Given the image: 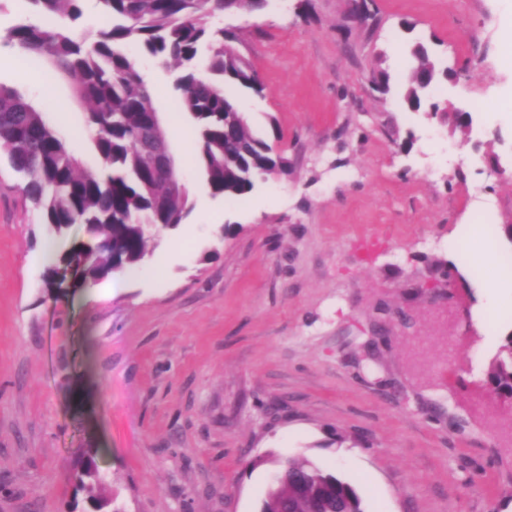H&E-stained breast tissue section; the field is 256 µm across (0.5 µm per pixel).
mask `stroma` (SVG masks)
<instances>
[{
  "instance_id": "35a3bbf8",
  "label": "stroma",
  "mask_w": 512,
  "mask_h": 512,
  "mask_svg": "<svg viewBox=\"0 0 512 512\" xmlns=\"http://www.w3.org/2000/svg\"><path fill=\"white\" fill-rule=\"evenodd\" d=\"M260 76L255 130L288 162L239 202L188 164L168 72L164 123L194 209L106 281L49 277L52 237L0 157V512H95L79 449L124 512H259L274 473L308 458L352 483L365 512H512V405L487 378L512 335V0H269L214 18ZM450 68L419 109L409 51ZM388 75L389 90L376 85ZM0 83L83 131L68 79L0 45ZM493 99L495 116L451 107ZM79 463L81 468V474L78 478L80 489L92 493L95 486L103 485L108 482L109 475L100 470L96 463L95 449L83 448Z\"/></svg>"
}]
</instances>
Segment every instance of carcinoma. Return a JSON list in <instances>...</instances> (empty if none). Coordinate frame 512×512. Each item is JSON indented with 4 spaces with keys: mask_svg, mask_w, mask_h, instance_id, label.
<instances>
[{
    "mask_svg": "<svg viewBox=\"0 0 512 512\" xmlns=\"http://www.w3.org/2000/svg\"><path fill=\"white\" fill-rule=\"evenodd\" d=\"M36 17L0 35L22 54L46 59L75 80V96L86 104L84 126L101 162L82 167L72 142L52 125L44 110L16 89L0 83V152L18 177L21 194L36 208L40 223L56 236L83 226L88 245L80 279L95 282L116 270L137 268L158 225L177 228L192 212L188 188L177 193L154 176L158 143L148 125L157 112L140 70L148 57L172 74L178 110L193 126L192 151L202 181L213 197L233 200L249 194L262 173L285 169L284 158L250 130L249 117L230 90L261 94L256 71L224 48L234 34L209 18L236 9L234 0H95L107 24L79 34L85 0H23ZM417 61L406 100L417 109L425 86L439 70L426 47L411 49ZM489 379L512 397V337ZM79 487L89 492L108 482L93 448L82 450ZM267 489L259 512H365L356 488L309 460H287Z\"/></svg>",
    "mask_w": 512,
    "mask_h": 512,
    "instance_id": "1",
    "label": "carcinoma"
}]
</instances>
